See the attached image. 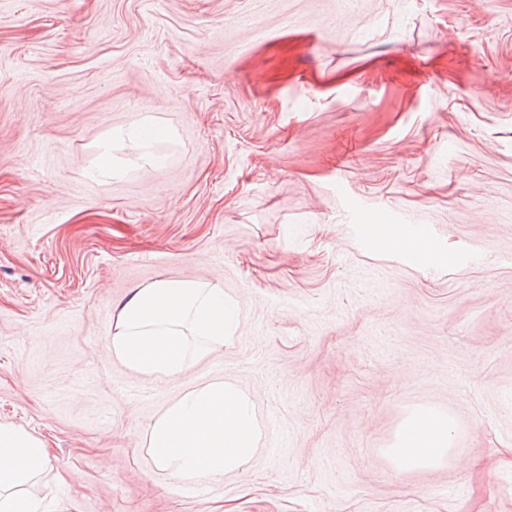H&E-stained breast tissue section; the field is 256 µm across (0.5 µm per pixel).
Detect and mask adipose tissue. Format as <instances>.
Returning <instances> with one entry per match:
<instances>
[{
	"mask_svg": "<svg viewBox=\"0 0 512 512\" xmlns=\"http://www.w3.org/2000/svg\"><path fill=\"white\" fill-rule=\"evenodd\" d=\"M168 128L144 122L113 133L99 145L98 174H111L119 142L142 145L168 138ZM237 307L223 289L199 281L158 280L119 305L112 333L114 356L132 371L176 376L188 363V343L232 337ZM453 421L431 407L413 409L386 454L397 473L432 469L452 451ZM263 437L250 395L217 378L185 392L151 426L149 453L178 482H218L244 470ZM50 464L41 439L0 424V512H46L29 487Z\"/></svg>",
	"mask_w": 512,
	"mask_h": 512,
	"instance_id": "obj_1",
	"label": "adipose tissue"
}]
</instances>
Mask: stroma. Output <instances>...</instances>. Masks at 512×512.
<instances>
[{"label":"stroma","mask_w":512,"mask_h":512,"mask_svg":"<svg viewBox=\"0 0 512 512\" xmlns=\"http://www.w3.org/2000/svg\"><path fill=\"white\" fill-rule=\"evenodd\" d=\"M161 279L239 312L175 377L112 353ZM218 375L265 437L200 495L147 439ZM421 405L453 456L396 473ZM0 423L49 512H512V0H0ZM169 134L168 128L152 122H144L130 127L126 131L121 130L113 133L99 145V164L96 173L98 175L112 173V169H114L118 160L113 152L116 142L124 143L128 141L136 145H145L146 142L165 140Z\"/></svg>","instance_id":"35a3bbf8"}]
</instances>
